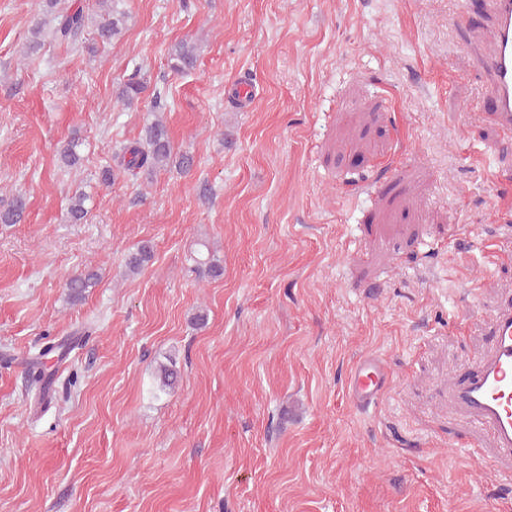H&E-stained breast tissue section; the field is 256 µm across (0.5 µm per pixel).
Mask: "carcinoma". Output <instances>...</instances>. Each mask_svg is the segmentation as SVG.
<instances>
[{"mask_svg":"<svg viewBox=\"0 0 512 512\" xmlns=\"http://www.w3.org/2000/svg\"><path fill=\"white\" fill-rule=\"evenodd\" d=\"M98 8L104 10L101 20L96 24V36L102 43H110L119 37L125 28L127 15L118 8V0H97ZM89 13L84 6L77 2L67 7L60 6V0H42V18L34 25L32 36L25 45L24 56L34 60L44 45L45 40H50L58 46L71 48L84 42L86 27H88ZM198 61L196 48L186 41L175 45L170 54V68L178 74H185L193 70ZM145 91V83L132 75L117 84L115 96L118 102L127 107L138 103ZM166 92L158 89L154 91L151 108L154 118L146 121L143 127L142 137L135 142L126 143L115 151L112 156V164L101 169L98 180L109 187L113 185L120 175L145 172L153 175L160 170L175 167L181 172L191 171L194 158L187 151L176 149L166 125L159 116V112L166 108ZM83 141L73 136L60 149L58 160L63 168H72L80 164L82 160ZM90 195L80 189L76 190L70 198L68 218L73 224H81L86 221L90 212L87 202ZM27 209L26 197L18 194L4 208L0 209V224H19L23 221ZM152 251L149 245L143 244L136 250L127 254L125 269L129 274L139 273L151 260ZM197 270L211 278H217L223 274V267L215 258H206L196 261ZM98 280V272L87 269L71 275L66 282L67 299L77 304L85 299L89 288L95 286ZM41 355L27 362L29 370L36 376L39 385V395L50 391L53 374L45 371ZM179 374L173 366L162 365L156 380V389L164 392L178 382Z\"/></svg>","mask_w":512,"mask_h":512,"instance_id":"cac0c4a2","label":"carcinoma"}]
</instances>
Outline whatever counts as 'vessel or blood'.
<instances>
[{
	"instance_id": "vessel-or-blood-1",
	"label": "vessel or blood",
	"mask_w": 512,
	"mask_h": 512,
	"mask_svg": "<svg viewBox=\"0 0 512 512\" xmlns=\"http://www.w3.org/2000/svg\"><path fill=\"white\" fill-rule=\"evenodd\" d=\"M494 43L478 62L487 77L484 90L487 119L512 134V0H489ZM489 355L453 385L458 405L487 429L497 451L512 455V306L500 309L492 322ZM390 386V371L380 357L368 354L353 365L346 382L351 405L366 412L375 408Z\"/></svg>"
}]
</instances>
